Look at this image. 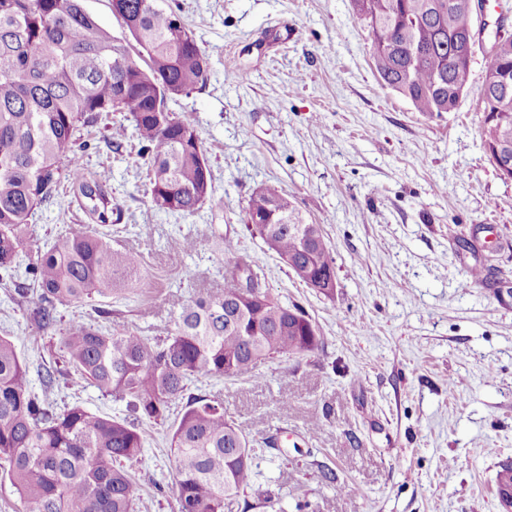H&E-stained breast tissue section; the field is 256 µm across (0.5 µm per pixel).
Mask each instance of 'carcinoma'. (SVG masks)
Returning <instances> with one entry per match:
<instances>
[{
    "instance_id": "obj_1",
    "label": "carcinoma",
    "mask_w": 512,
    "mask_h": 512,
    "mask_svg": "<svg viewBox=\"0 0 512 512\" xmlns=\"http://www.w3.org/2000/svg\"><path fill=\"white\" fill-rule=\"evenodd\" d=\"M367 23L374 68L384 85L415 111H454L470 69L449 61L453 39L474 27L469 0H354ZM123 20L145 56L143 69L122 40L97 22L81 0H0V271L10 276L25 248L36 209L63 182L84 197L104 200L102 185L85 176L74 150L81 130L126 112L152 185V202L166 213L192 215L209 199L212 178L191 122L168 107L206 77L207 59L192 31L156 0H124ZM512 37L486 68L482 137L487 154L512 143ZM252 225L269 251L292 261L301 282L335 271L321 225L305 222L291 195L270 184L252 195ZM137 258L112 249L79 226L36 252L32 287L18 289L38 328L59 305L105 297L124 286ZM321 337L297 305L270 292L245 295L236 267L224 288L183 305L170 335L150 340L129 330L72 323L61 338L62 360L102 395L126 403L138 420L169 428L179 512H248L241 500L253 482L255 448L228 418L224 403L190 392L201 377L230 379L283 355L313 352ZM61 370L41 373L34 392L11 340L0 337V461L30 512H135L129 465L145 448L143 430L50 393ZM186 399L170 419V403Z\"/></svg>"
}]
</instances>
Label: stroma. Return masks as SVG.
I'll return each mask as SVG.
<instances>
[{
  "label": "stroma",
  "instance_id": "obj_1",
  "mask_svg": "<svg viewBox=\"0 0 512 512\" xmlns=\"http://www.w3.org/2000/svg\"><path fill=\"white\" fill-rule=\"evenodd\" d=\"M192 30L208 60L203 85L169 102L203 142L209 200L184 216L156 210L136 141L121 147L92 128L76 150L103 183L112 221L101 225L78 188L62 183L35 212L37 246L76 227L134 253L132 281L109 297L57 306L47 331L14 300L28 256L0 281V336L15 345L40 390L59 336L82 321L148 338L169 335L181 307L224 285L218 239L236 241L283 303L301 306L319 350L286 355L235 379H200L223 399L256 450L254 484L278 495L257 512H502L498 462L512 458V180L480 134L481 89L500 19L486 29L455 111L431 119L382 86L368 29L353 0H157ZM268 184L321 225L338 288H308L245 227L251 195ZM194 240L195 250L184 248ZM484 269L473 288L460 283ZM52 398L109 417L124 402L76 374ZM319 422L310 431V422ZM138 512H178L167 427L144 423ZM331 468L335 480L323 478Z\"/></svg>",
  "mask_w": 512,
  "mask_h": 512
}]
</instances>
